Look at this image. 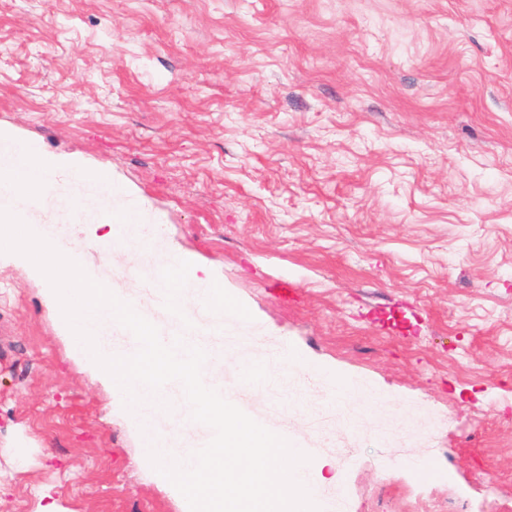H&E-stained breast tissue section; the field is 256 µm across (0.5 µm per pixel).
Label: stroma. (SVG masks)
Here are the masks:
<instances>
[{
	"instance_id": "stroma-1",
	"label": "stroma",
	"mask_w": 512,
	"mask_h": 512,
	"mask_svg": "<svg viewBox=\"0 0 512 512\" xmlns=\"http://www.w3.org/2000/svg\"><path fill=\"white\" fill-rule=\"evenodd\" d=\"M0 131L105 174L246 305L273 384L228 352L224 395L329 449L322 512H512V0H0ZM58 216L168 327L104 229ZM0 512H188L12 253Z\"/></svg>"
}]
</instances>
